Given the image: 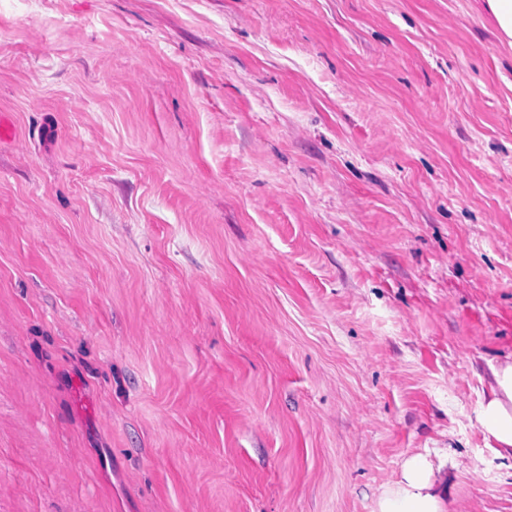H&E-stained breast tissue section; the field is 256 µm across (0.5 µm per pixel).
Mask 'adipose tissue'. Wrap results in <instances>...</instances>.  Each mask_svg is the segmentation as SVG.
Wrapping results in <instances>:
<instances>
[{"label":"adipose tissue","instance_id":"adipose-tissue-1","mask_svg":"<svg viewBox=\"0 0 512 512\" xmlns=\"http://www.w3.org/2000/svg\"><path fill=\"white\" fill-rule=\"evenodd\" d=\"M494 384L477 416L500 450L512 456V361L492 369ZM444 478L436 477L426 459L414 455L402 466L401 478L379 503V512H446Z\"/></svg>","mask_w":512,"mask_h":512}]
</instances>
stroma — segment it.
I'll list each match as a JSON object with an SVG mask.
<instances>
[{"instance_id": "35a3bbf8", "label": "stroma", "mask_w": 512, "mask_h": 512, "mask_svg": "<svg viewBox=\"0 0 512 512\" xmlns=\"http://www.w3.org/2000/svg\"><path fill=\"white\" fill-rule=\"evenodd\" d=\"M0 512H512V44L485 0H0ZM494 385L477 416L483 430L498 448L512 457V361L492 369ZM446 479L420 455L406 459L401 479L380 500L379 512H446Z\"/></svg>"}]
</instances>
